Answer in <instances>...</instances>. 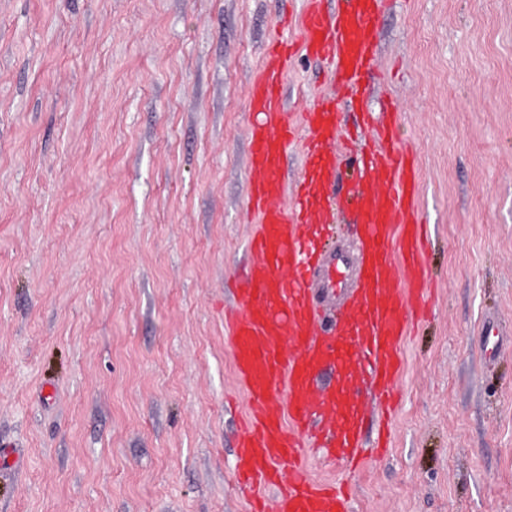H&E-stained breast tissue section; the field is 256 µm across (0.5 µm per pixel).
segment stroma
Masks as SVG:
<instances>
[{
	"mask_svg": "<svg viewBox=\"0 0 512 512\" xmlns=\"http://www.w3.org/2000/svg\"><path fill=\"white\" fill-rule=\"evenodd\" d=\"M288 0H0V512H250L224 341L251 76ZM435 312L355 512H512V0H390Z\"/></svg>",
	"mask_w": 512,
	"mask_h": 512,
	"instance_id": "35a3bbf8",
	"label": "stroma"
}]
</instances>
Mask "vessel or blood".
<instances>
[{
    "label": "vessel or blood",
    "instance_id": "vessel-or-blood-1",
    "mask_svg": "<svg viewBox=\"0 0 512 512\" xmlns=\"http://www.w3.org/2000/svg\"><path fill=\"white\" fill-rule=\"evenodd\" d=\"M383 0H302L288 36H273L250 84L252 254L224 312V339L247 408L233 469L251 512H350L336 481L310 476L308 458L364 467L369 391L375 449L390 446L404 348L431 300L414 149L399 141L397 106L363 111L361 144L344 134L338 100L365 99ZM320 60L333 98L286 101L297 54ZM302 158L293 187L280 173Z\"/></svg>",
    "mask_w": 512,
    "mask_h": 512
}]
</instances>
